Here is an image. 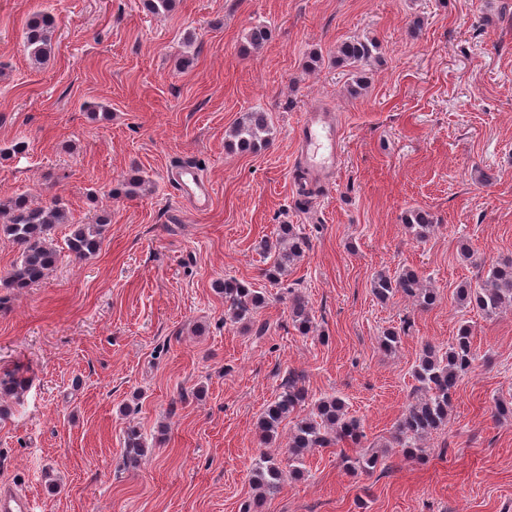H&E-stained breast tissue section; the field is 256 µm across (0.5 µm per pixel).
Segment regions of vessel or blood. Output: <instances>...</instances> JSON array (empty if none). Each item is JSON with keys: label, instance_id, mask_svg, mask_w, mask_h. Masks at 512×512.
<instances>
[{"label": "vessel or blood", "instance_id": "obj_1", "mask_svg": "<svg viewBox=\"0 0 512 512\" xmlns=\"http://www.w3.org/2000/svg\"><path fill=\"white\" fill-rule=\"evenodd\" d=\"M299 153L311 179L334 174L338 165L337 125L331 113L318 110L304 113L296 127ZM182 197L195 206H205L210 197L209 186L201 180L193 166L180 168L173 176Z\"/></svg>", "mask_w": 512, "mask_h": 512}]
</instances>
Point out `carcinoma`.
Segmentation results:
<instances>
[{
    "mask_svg": "<svg viewBox=\"0 0 512 512\" xmlns=\"http://www.w3.org/2000/svg\"><path fill=\"white\" fill-rule=\"evenodd\" d=\"M176 0H143V8L161 17L171 12ZM55 18L46 12H36L26 22L23 44L27 54L38 63L45 62L52 52ZM377 45L372 41L350 40L336 49V64L349 68L352 76L350 94L356 96L365 86V66L373 58ZM272 138V128L265 112H247L230 130L227 146L239 152H257L267 147ZM0 211L7 213L8 222L0 224V241L11 245L19 253L6 280L4 288L23 289L38 284L52 272L59 261L61 251L53 243L51 232L55 225L65 222V210L54 203L35 206L27 196L17 195L0 201ZM405 224L423 239L433 226V217L424 210H413L405 218ZM108 223L76 224L66 240L68 250L76 255L95 253L104 238ZM261 253L271 260L266 277L277 284L282 276L303 258L309 249V239L294 224L279 226L276 241L259 244ZM372 292L382 302L397 293L412 299L416 306L428 309L436 302L437 295L421 275L406 268L398 276L377 274L372 280ZM219 293L224 295L228 314L236 322H248L255 311L265 303V295L246 283L228 277L219 283ZM461 305L472 306L486 316H493L512 308V260H503L491 267L488 277L477 283H462L456 290ZM289 317L300 334L306 336L313 324V316L307 302L300 294L290 299ZM472 328L469 324L459 327L454 341L446 350L426 346L418 364L415 378L421 384L423 394L409 405L402 415L394 436L406 454L422 451L420 442L444 426L448 421V409L460 377L474 362L472 352ZM27 378L17 372L0 377V395L17 398L27 388ZM307 392L299 376L288 378V385L270 403L258 420L257 428L262 439L277 437L283 421L305 402ZM364 430L360 419L349 415L344 401L328 396L314 402L309 415L298 420L288 437V468L269 455L255 460L250 471V482L255 490L256 501L246 508H258L267 495L275 492L284 477L302 474L305 454L313 448L339 442L360 444ZM145 453L141 433L134 427L128 429L125 438L124 459L128 467L140 466ZM379 464V456L365 452L352 460V468L364 473L372 472Z\"/></svg>",
    "mask_w": 512,
    "mask_h": 512,
    "instance_id": "carcinoma-1",
    "label": "carcinoma"
}]
</instances>
